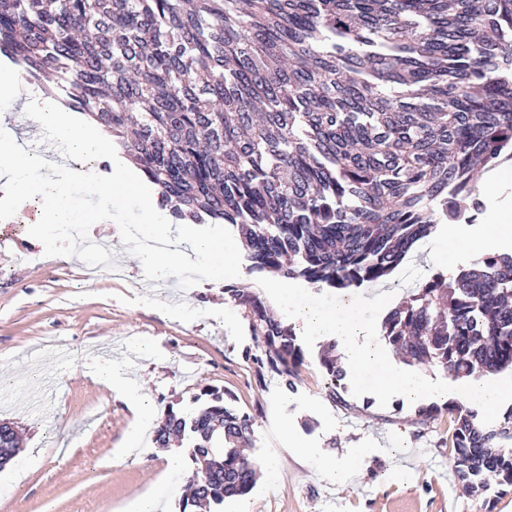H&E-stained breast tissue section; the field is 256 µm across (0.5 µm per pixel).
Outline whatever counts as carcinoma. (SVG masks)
<instances>
[{
  "label": "carcinoma",
  "instance_id": "1",
  "mask_svg": "<svg viewBox=\"0 0 512 512\" xmlns=\"http://www.w3.org/2000/svg\"><path fill=\"white\" fill-rule=\"evenodd\" d=\"M0 54L112 133L176 221L243 238L249 271L349 291L387 279L477 185L512 160V0H0ZM256 374L289 392L305 361L293 328L239 288ZM382 328L411 365L453 376L512 369V255L425 278ZM342 401L336 359L320 358ZM182 436L190 506L251 492V416L208 389ZM451 467L486 509L512 487V410L485 424L450 402ZM19 451L0 422V467Z\"/></svg>",
  "mask_w": 512,
  "mask_h": 512
}]
</instances>
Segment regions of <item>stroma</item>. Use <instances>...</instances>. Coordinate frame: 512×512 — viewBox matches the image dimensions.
Listing matches in <instances>:
<instances>
[{
	"instance_id": "obj_1",
	"label": "stroma",
	"mask_w": 512,
	"mask_h": 512,
	"mask_svg": "<svg viewBox=\"0 0 512 512\" xmlns=\"http://www.w3.org/2000/svg\"><path fill=\"white\" fill-rule=\"evenodd\" d=\"M480 195L471 221L456 226V247L431 235L385 282L341 295L302 280L237 267L244 288L264 298L274 314L295 325L288 293L323 315L345 314L371 331L374 346L393 354L382 331L386 314L410 292L412 268L422 276L446 274L474 261L473 244L487 216L512 207V176L502 169ZM108 229L69 227L67 258L46 252L36 224L19 227L17 241L0 243V420L14 423L18 456L0 470V512H131L140 495L153 493L156 512H179L194 467L184 449L164 448L153 436L130 455H116L135 421L127 406L95 377L98 359L116 373L123 351L135 352L134 378L148 388L157 412L171 407L192 414L203 388L218 387L228 407L254 419L250 453L258 474L246 496L226 501L223 512H477L478 504L455 482L448 460V416L419 423L421 406L447 403L434 393L413 399L367 375L346 374L342 402L326 396L319 363L322 343L300 337L306 360L288 392L273 374L257 377L244 359L255 341L243 314L228 317L232 301L215 280L213 257L184 259L152 287L156 275L135 257L132 244L148 233L134 209H115ZM109 233L112 255L124 272L91 271L79 254L85 237ZM299 437L303 448L290 447ZM328 460L334 475L319 471Z\"/></svg>"
}]
</instances>
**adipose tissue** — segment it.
<instances>
[{
  "instance_id": "ef3b65f1",
  "label": "adipose tissue",
  "mask_w": 512,
  "mask_h": 512,
  "mask_svg": "<svg viewBox=\"0 0 512 512\" xmlns=\"http://www.w3.org/2000/svg\"><path fill=\"white\" fill-rule=\"evenodd\" d=\"M19 104L24 105L42 130L53 135L57 153L72 160L71 165L51 176L45 170L39 149H23L13 141H0V164L10 169L9 177L0 181V196L18 207L33 198H41L39 229L44 241L56 242L62 229L71 224L113 222L111 207L130 202L136 206L139 223H158L154 207L155 185L145 179L131 181L128 168L122 164L112 168V185L118 188L119 193L113 196L111 204H99L91 211L78 209L74 198L76 186H85L91 193L99 190L91 168L84 164L83 159L100 156L107 151L108 132L92 121L82 125L71 124L53 99L31 87L22 76L0 77V112H10ZM296 316L301 322L303 335L315 340L333 336L343 339L354 370L380 371L391 385L413 395L422 396L433 391L434 386L427 375L402 369L380 349L359 340L345 317L330 318L301 305L296 308ZM96 377L113 392L115 399L127 404L137 419L155 422L156 416L148 399L117 376L110 362L97 363Z\"/></svg>"
}]
</instances>
